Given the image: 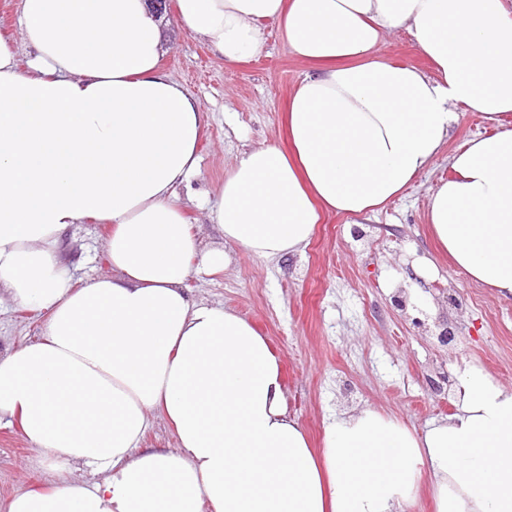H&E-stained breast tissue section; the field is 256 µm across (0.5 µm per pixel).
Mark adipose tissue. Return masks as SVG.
I'll return each mask as SVG.
<instances>
[{"mask_svg":"<svg viewBox=\"0 0 512 512\" xmlns=\"http://www.w3.org/2000/svg\"><path fill=\"white\" fill-rule=\"evenodd\" d=\"M179 24L225 65L276 23L310 64L281 143L225 174L212 217L226 244L267 261L304 251L326 213L365 216L425 173L460 109L512 114L504 0H177ZM33 50L0 35V299L44 314L41 336L0 355V427L61 480L0 512H512V388L459 372L456 410L414 432L380 412L329 417L320 451L289 416L279 361L237 313L189 299L202 249L177 194L199 165L206 116L159 68L150 0H20ZM407 28L432 73L379 60ZM427 222L473 281L512 300V129L468 140ZM108 225L111 275L76 287L69 229ZM174 449L141 442L152 414ZM94 481L71 477L74 465Z\"/></svg>","mask_w":512,"mask_h":512,"instance_id":"adipose-tissue-1","label":"adipose tissue"}]
</instances>
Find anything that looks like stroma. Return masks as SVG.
<instances>
[{
  "instance_id": "1",
  "label": "stroma",
  "mask_w": 512,
  "mask_h": 512,
  "mask_svg": "<svg viewBox=\"0 0 512 512\" xmlns=\"http://www.w3.org/2000/svg\"><path fill=\"white\" fill-rule=\"evenodd\" d=\"M165 15L159 67L208 117L198 173L178 195L186 200L188 222L201 244L219 246V231L197 199H216L244 151L281 141L288 97L310 66L291 52L275 23L263 25L261 54L228 67L202 38L179 26L175 0ZM376 55L432 70L404 27L386 33ZM507 128L512 129V116L491 121L462 112L428 172L380 212L326 215L304 255L274 264L236 248L224 272L187 280L191 300L237 313L268 339L282 368L288 413L312 447L322 445L325 419L343 409L371 408L410 430H424L454 412L457 370L466 362L512 387V301L499 299L439 255L426 220L431 190L452 175L449 155L466 140ZM106 234L93 220L70 229L66 257L76 286L109 273ZM417 253L436 256L437 281L447 290L432 313L393 300L395 275L404 274ZM439 315L458 327L446 346L437 338ZM43 322L36 311L0 304V353L35 340ZM54 479L19 427L0 428L1 505L18 491L46 488Z\"/></svg>"
}]
</instances>
